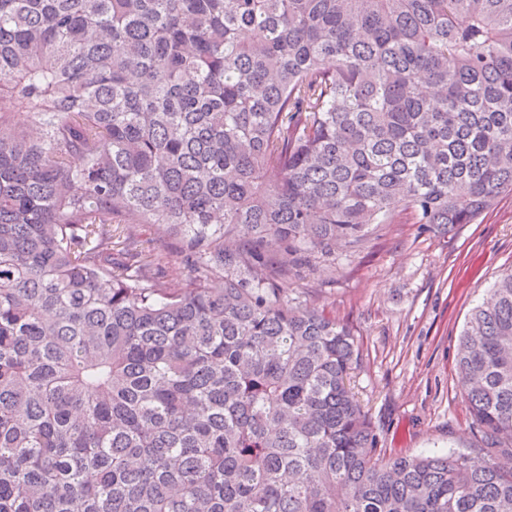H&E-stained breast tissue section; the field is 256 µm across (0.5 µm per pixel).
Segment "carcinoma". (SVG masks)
I'll use <instances>...</instances> for the list:
<instances>
[{
	"instance_id": "carcinoma-1",
	"label": "carcinoma",
	"mask_w": 512,
	"mask_h": 512,
	"mask_svg": "<svg viewBox=\"0 0 512 512\" xmlns=\"http://www.w3.org/2000/svg\"><path fill=\"white\" fill-rule=\"evenodd\" d=\"M505 193L512 0H0V512H512V270L460 338L479 466L381 453L280 288Z\"/></svg>"
}]
</instances>
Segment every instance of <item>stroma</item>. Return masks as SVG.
Wrapping results in <instances>:
<instances>
[{
	"label": "stroma",
	"instance_id": "1",
	"mask_svg": "<svg viewBox=\"0 0 512 512\" xmlns=\"http://www.w3.org/2000/svg\"><path fill=\"white\" fill-rule=\"evenodd\" d=\"M512 269V194L444 234L401 219L378 225L335 263L302 268L289 297L350 326L354 391L389 456L473 452L485 432L469 411L456 360L462 328L499 274Z\"/></svg>",
	"mask_w": 512,
	"mask_h": 512
}]
</instances>
